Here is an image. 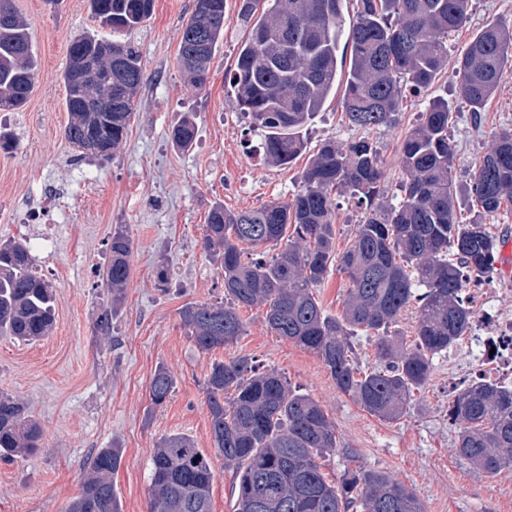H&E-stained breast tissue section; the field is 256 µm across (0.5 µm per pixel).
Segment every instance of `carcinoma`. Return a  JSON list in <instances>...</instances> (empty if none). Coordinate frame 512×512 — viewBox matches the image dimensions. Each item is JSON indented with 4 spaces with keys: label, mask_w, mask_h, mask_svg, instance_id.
I'll return each instance as SVG.
<instances>
[{
    "label": "carcinoma",
    "mask_w": 512,
    "mask_h": 512,
    "mask_svg": "<svg viewBox=\"0 0 512 512\" xmlns=\"http://www.w3.org/2000/svg\"><path fill=\"white\" fill-rule=\"evenodd\" d=\"M246 0L240 17L251 22L232 74L241 110L265 132L268 163L285 167L304 150L301 131L336 96L360 128L390 124L407 91L426 92L448 69V35L466 24L471 0H357L345 24L344 0ZM98 25L127 36L151 17L154 0H87ZM224 14V0H195L182 28L177 66L189 84L204 87L224 26L210 24L204 7ZM351 48L347 71L338 68L340 44ZM453 62L458 94L471 112L482 111L503 73L512 70V28L483 27ZM86 73H75V65ZM28 22L15 0H0V110L22 109L35 79ZM68 120L65 138L77 145L93 136L114 151L126 140L143 64L128 40L91 33L73 38L63 74ZM451 106L432 101L403 140L401 200H386L376 146L366 138L344 146L324 142L286 201L232 212L214 204L203 226L204 248L224 270V301L188 303L180 319L201 352L234 344L245 326L239 309L263 306L271 332L316 355L336 388L369 413L399 419L412 392L430 378L435 355L453 347L472 327L474 312L462 297L467 281L494 271L496 240L477 220L457 213L454 148L448 137ZM191 114L172 127L180 149L195 139ZM485 213L512 202V130L497 133L490 151L465 185ZM363 208L350 246L336 253V197ZM247 245L243 250L241 245ZM276 253L271 255L267 247ZM133 243L127 230L112 234L102 280L112 305L102 308L97 330L112 335V316L131 275ZM347 275L342 312L328 315L316 288L331 268ZM424 291L418 293L415 287ZM416 308L411 347L395 331ZM54 327L52 286L36 274L27 243H0V336L35 342ZM373 340L380 366L360 373L352 339ZM174 377L155 370L150 396L162 405ZM210 436L216 455L233 469L234 512H425L416 493L378 470L346 469L338 481L322 472L338 451L336 425L310 395L275 369L247 355L213 361L204 381ZM458 426L456 453L493 476L512 465V388L480 384L461 389L448 406ZM42 431L27 405L0 392V459L41 448ZM119 448L90 458L82 489L68 512H121L113 478ZM214 471L210 457L186 434L160 439L152 457L149 512H211Z\"/></svg>",
    "instance_id": "carcinoma-1"
}]
</instances>
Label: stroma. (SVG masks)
I'll use <instances>...</instances> for the list:
<instances>
[{"label":"stroma","mask_w":512,"mask_h":512,"mask_svg":"<svg viewBox=\"0 0 512 512\" xmlns=\"http://www.w3.org/2000/svg\"><path fill=\"white\" fill-rule=\"evenodd\" d=\"M28 21L36 56L35 89L18 112H0V130L12 149L0 150V241L23 240L55 293V325L35 343L0 337V392L23 400L43 430V448L12 462L0 460V512H66L80 493L85 464L97 449L119 446L114 478L122 512H147L153 450L166 435L184 433L212 456V512H231L232 469L212 455L204 379L213 361L247 355L280 371L311 395L336 424L340 448L325 461L328 480L345 469L386 472L422 500L425 512H512V467L488 477L455 452L457 432L448 420L454 379L465 372L458 347L436 355L428 382L413 392L403 416L388 423L337 390L323 363L272 333L260 308L241 309L245 331L232 346L200 352L181 323L190 302L224 298V272L201 245L202 227L215 203L253 209L292 198L320 143L367 138L382 160L391 203L401 199V144L430 99L453 104L448 135L454 175L466 183L492 136L512 129V72L493 97L472 114L451 73L429 93L407 95L395 122L360 129L349 125L340 98H331L303 135L305 153L288 167L268 164L263 134L243 114L230 84L247 36L242 0H225L224 40L206 86L191 89L177 66L182 25L194 0H154V13L131 36L144 68L128 137L109 159L81 155L64 137L67 114L62 80L71 40L98 32L86 0H15ZM512 23V0H472L467 23L448 38L450 55L495 21ZM193 113L196 136L182 150L172 127ZM40 211V224L24 223ZM133 241L132 277L112 319L111 337L96 329L111 293L101 279L116 225ZM166 268V285L156 272ZM165 367L175 388L161 406L150 399V381Z\"/></svg>","instance_id":"35a3bbf8"}]
</instances>
